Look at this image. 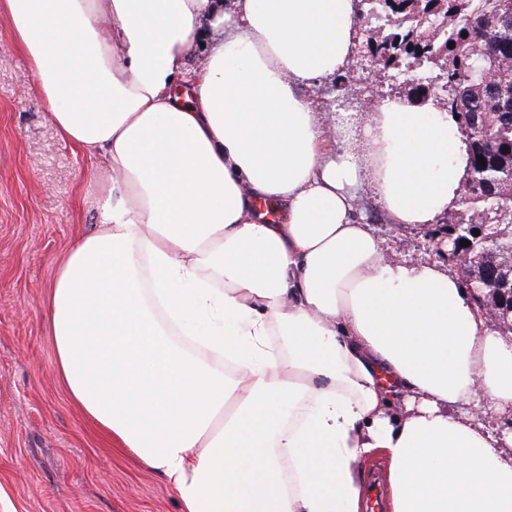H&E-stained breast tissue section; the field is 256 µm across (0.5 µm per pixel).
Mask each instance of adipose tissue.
<instances>
[{
  "mask_svg": "<svg viewBox=\"0 0 512 512\" xmlns=\"http://www.w3.org/2000/svg\"><path fill=\"white\" fill-rule=\"evenodd\" d=\"M360 0H0L61 139L99 158L97 222L49 300L70 397L181 512H512V331L357 214L459 209L469 140L343 74Z\"/></svg>",
  "mask_w": 512,
  "mask_h": 512,
  "instance_id": "1",
  "label": "adipose tissue"
}]
</instances>
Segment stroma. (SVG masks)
<instances>
[{
  "mask_svg": "<svg viewBox=\"0 0 512 512\" xmlns=\"http://www.w3.org/2000/svg\"><path fill=\"white\" fill-rule=\"evenodd\" d=\"M376 74L355 56L346 77L363 112L408 96L422 69ZM105 172L63 142L25 56L0 18V512H180L175 490L128 450L112 445L70 399L55 371L48 300L57 268L95 223ZM363 216L410 261L446 262L433 240L446 220L411 229L389 223L373 201Z\"/></svg>",
  "mask_w": 512,
  "mask_h": 512,
  "instance_id": "35a3bbf8",
  "label": "stroma"
}]
</instances>
